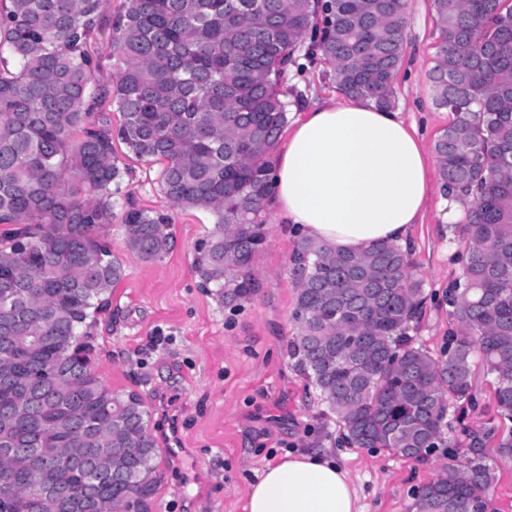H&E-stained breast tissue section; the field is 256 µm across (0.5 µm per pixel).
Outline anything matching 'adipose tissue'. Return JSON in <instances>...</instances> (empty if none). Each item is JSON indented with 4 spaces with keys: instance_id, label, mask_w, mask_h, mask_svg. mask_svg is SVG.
I'll return each mask as SVG.
<instances>
[{
    "instance_id": "1",
    "label": "adipose tissue",
    "mask_w": 512,
    "mask_h": 512,
    "mask_svg": "<svg viewBox=\"0 0 512 512\" xmlns=\"http://www.w3.org/2000/svg\"><path fill=\"white\" fill-rule=\"evenodd\" d=\"M427 157L399 112L341 94L300 116L275 168L277 223L340 250L408 247L428 194ZM247 512H363L346 470L324 452L286 454L250 488Z\"/></svg>"
}]
</instances>
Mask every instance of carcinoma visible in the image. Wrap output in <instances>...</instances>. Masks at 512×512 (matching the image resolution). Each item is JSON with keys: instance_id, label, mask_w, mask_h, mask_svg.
I'll use <instances>...</instances> for the list:
<instances>
[{"instance_id": "cac0c4a2", "label": "carcinoma", "mask_w": 512, "mask_h": 512, "mask_svg": "<svg viewBox=\"0 0 512 512\" xmlns=\"http://www.w3.org/2000/svg\"><path fill=\"white\" fill-rule=\"evenodd\" d=\"M433 3L429 80L451 114L434 152L443 189L468 207L462 275L446 294L459 329L439 359L410 336L425 296L398 244L346 252L302 237L288 354L350 446L451 462L415 489L413 512H495L488 444L512 461V0ZM103 6L0 0V512H151L148 412L93 360L90 328L124 277L102 237L122 171L98 107L116 105L117 138L162 164L174 206L213 215L196 268L234 310L259 288L273 152L289 123L281 84L306 35L339 90L396 106L403 0H124L119 71L92 89ZM122 221L143 261L169 254L167 217L132 207ZM476 356L498 422L471 428Z\"/></svg>"}]
</instances>
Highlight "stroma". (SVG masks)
<instances>
[{
    "label": "stroma",
    "instance_id": "1",
    "mask_svg": "<svg viewBox=\"0 0 512 512\" xmlns=\"http://www.w3.org/2000/svg\"><path fill=\"white\" fill-rule=\"evenodd\" d=\"M122 3L107 0L106 22L95 36L101 64L93 81L99 85L111 84L119 69L111 56L110 21ZM438 41L433 0H411L394 90L403 118L422 136L428 161L429 193L411 229L409 254L427 295L415 335L435 355L457 326L444 295L462 274L456 255L465 249L448 222L455 202L444 194L433 149L450 120L434 106L428 77ZM327 71L320 60L305 58L289 69L281 91L290 112L338 100ZM114 160L124 177L105 236L125 276L91 334L99 374L113 391L137 392L150 413L158 444L152 512H245L257 471L285 454L319 448L329 449L348 471L364 512H411L413 490L442 475L445 459L416 461L339 444L333 415L288 355L296 293L289 257L296 235L270 224L253 264L262 286L240 311L229 312L200 288L195 269V245L210 229L211 215L173 206L159 189L158 163L134 157L119 142ZM132 206L169 217L174 246L162 261L146 262L127 250L122 215Z\"/></svg>",
    "mask_w": 512,
    "mask_h": 512
}]
</instances>
